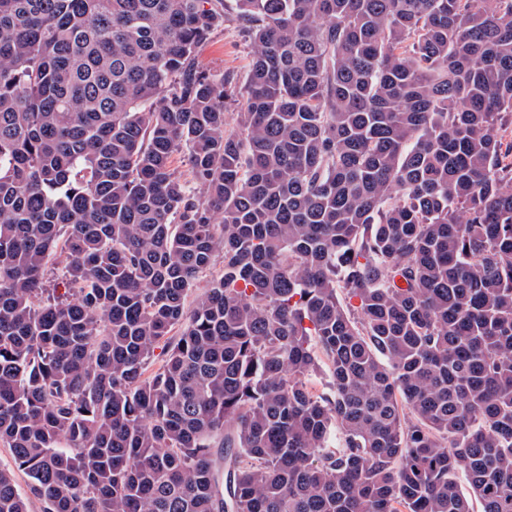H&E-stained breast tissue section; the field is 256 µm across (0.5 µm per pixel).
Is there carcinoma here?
<instances>
[{
    "mask_svg": "<svg viewBox=\"0 0 512 512\" xmlns=\"http://www.w3.org/2000/svg\"><path fill=\"white\" fill-rule=\"evenodd\" d=\"M222 2L0 0V512H512V0ZM238 13L235 0H224V25L199 49L197 63L212 73L230 72L243 86L251 61V44L247 25Z\"/></svg>",
    "mask_w": 512,
    "mask_h": 512,
    "instance_id": "obj_1",
    "label": "carcinoma"
}]
</instances>
